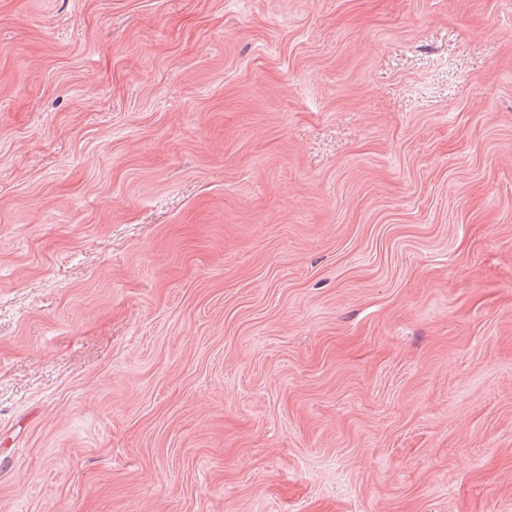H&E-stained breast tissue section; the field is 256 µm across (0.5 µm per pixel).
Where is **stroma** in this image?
I'll return each instance as SVG.
<instances>
[{
  "instance_id": "35a3bbf8",
  "label": "stroma",
  "mask_w": 512,
  "mask_h": 512,
  "mask_svg": "<svg viewBox=\"0 0 512 512\" xmlns=\"http://www.w3.org/2000/svg\"><path fill=\"white\" fill-rule=\"evenodd\" d=\"M0 512H512V0H0Z\"/></svg>"
}]
</instances>
